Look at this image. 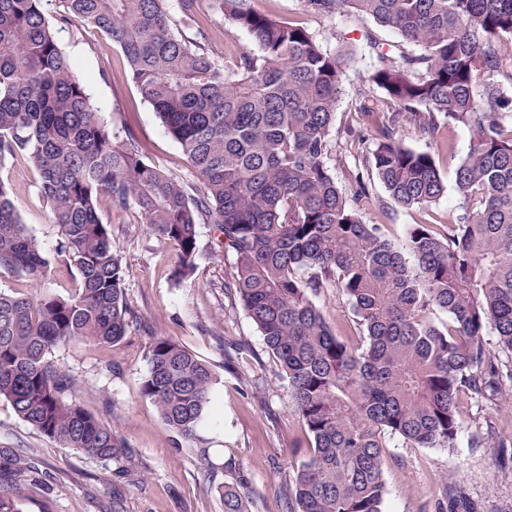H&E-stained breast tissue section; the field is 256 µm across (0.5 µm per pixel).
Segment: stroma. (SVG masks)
<instances>
[{"mask_svg": "<svg viewBox=\"0 0 512 512\" xmlns=\"http://www.w3.org/2000/svg\"><path fill=\"white\" fill-rule=\"evenodd\" d=\"M251 6L307 28L330 51L352 52L333 125L336 178L345 192H352L346 171L367 152L351 136L372 125L359 95L371 76L362 39L368 20L321 18L305 11L301 0H251ZM46 12L113 140L134 133L148 161L192 179L186 156L131 80L128 64L111 39L94 28L65 22L62 0H49ZM197 23L225 62H234L238 51L253 46L246 32L212 10L209 0H199ZM402 139L433 154L446 193L429 210L404 209L388 201L375 181L368 196L358 201L363 219L380 225L395 241L413 224H428L446 234L461 213L455 171L468 153L473 132L455 124L441 128L432 139L410 126L403 128ZM0 178L11 183L25 224L47 256H54L58 229L41 197L36 171L20 158L6 162ZM99 210L124 257L125 289L135 319L117 344H66L52 357L74 377L77 399L114 425L133 448L139 468L127 473L120 462L61 447L0 400V448L29 456L39 468V484L19 491L23 512H224L220 488L227 483L244 493L248 512H288V490L309 456V437L288 403L287 379L230 286L232 255L216 252L212 225H199L197 271L175 283L172 248L147 234L135 207L117 209L104 198ZM318 303L338 336L363 343L351 307L335 290H327ZM157 333L192 350L215 373L209 413L195 437L181 442L140 391L148 370L145 353ZM459 423L451 448H416L388 438L384 512H450L456 496L467 501L471 512H512V468L500 465L496 449L499 441H512V406H479L464 398ZM489 425L495 428L493 435L473 446V435Z\"/></svg>", "mask_w": 512, "mask_h": 512, "instance_id": "obj_1", "label": "stroma"}]
</instances>
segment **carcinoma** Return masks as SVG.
Segmentation results:
<instances>
[{"label": "carcinoma", "mask_w": 512, "mask_h": 512, "mask_svg": "<svg viewBox=\"0 0 512 512\" xmlns=\"http://www.w3.org/2000/svg\"><path fill=\"white\" fill-rule=\"evenodd\" d=\"M48 0H0V168L19 156L36 170L58 228L57 262L77 273L66 295L0 290V400L63 448L136 458L116 428L67 399L75 382L51 358L64 344L119 342L131 305L123 255L100 198L134 204L147 231L176 253V281L196 270L198 226L234 258L232 287L288 378L289 404L312 453L298 467L290 512H383L386 436L452 448L457 402L512 401V98L502 40L512 0H302L324 18L356 14L414 47L384 49L368 29L372 87L384 121L359 135L366 171L346 196L330 166L346 59L304 27L212 0L257 51L221 61L204 33L175 32L167 0H63V20L107 35L132 80L187 156L203 189L147 161L133 135L117 142L46 16ZM408 124L434 137L463 124L474 141L455 174L462 215L441 237L413 224L398 244L356 207L375 178L395 204L425 209L446 187L431 153L407 147ZM51 261L0 178V271L38 287ZM345 297L366 343L339 338L316 300ZM440 310L448 323L437 325ZM141 391L180 438L196 435L213 371L165 336L151 342ZM39 481L29 457L0 448V512H22L18 489ZM224 512H247L224 486Z\"/></svg>", "instance_id": "cac0c4a2"}]
</instances>
